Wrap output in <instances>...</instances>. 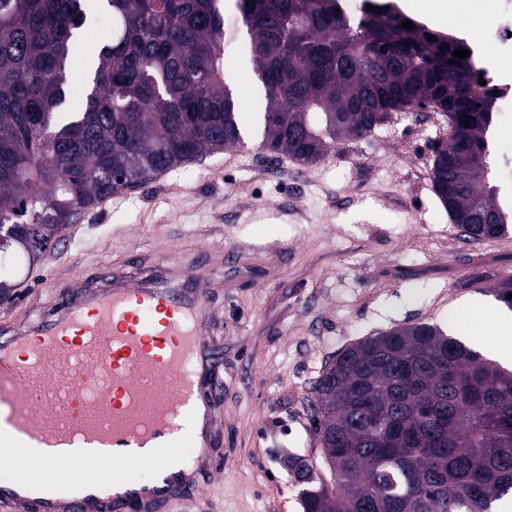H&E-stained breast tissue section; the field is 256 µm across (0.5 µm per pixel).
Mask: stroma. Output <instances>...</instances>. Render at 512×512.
Instances as JSON below:
<instances>
[{"label": "stroma", "instance_id": "35a3bbf8", "mask_svg": "<svg viewBox=\"0 0 512 512\" xmlns=\"http://www.w3.org/2000/svg\"><path fill=\"white\" fill-rule=\"evenodd\" d=\"M240 111H257L248 53L226 70ZM493 177L512 204V106L499 114ZM450 137L434 109L395 112L367 137L340 141L319 163L260 159V137L167 171L82 213L29 272L0 318L47 300L57 279L87 281L111 261L220 250L209 307L224 359L217 391L224 456L198 512H303L289 458L316 461L304 403L346 347L413 322L448 327L471 301L503 311L512 234L460 237L434 193L436 148Z\"/></svg>", "mask_w": 512, "mask_h": 512}]
</instances>
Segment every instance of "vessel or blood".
<instances>
[{
    "mask_svg": "<svg viewBox=\"0 0 512 512\" xmlns=\"http://www.w3.org/2000/svg\"><path fill=\"white\" fill-rule=\"evenodd\" d=\"M185 258L140 277L57 285L37 319L0 334V512H179L220 453L212 393L223 350ZM198 464L171 462L184 443ZM64 466L63 478L53 476ZM152 469L149 480L137 478Z\"/></svg>",
    "mask_w": 512,
    "mask_h": 512,
    "instance_id": "obj_1",
    "label": "vessel or blood"
}]
</instances>
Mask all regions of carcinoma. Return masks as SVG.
<instances>
[{
  "mask_svg": "<svg viewBox=\"0 0 512 512\" xmlns=\"http://www.w3.org/2000/svg\"><path fill=\"white\" fill-rule=\"evenodd\" d=\"M0 0V255L37 263L76 217L153 175L244 144L262 159L314 165L392 112L432 108L451 136L435 151L437 196L462 237L506 236L488 132L495 96L458 41L386 4L352 23L336 0ZM112 20L88 58L83 97L71 61L84 31ZM409 21L412 29L402 27ZM434 37L430 41L427 36ZM246 40L263 89L244 117L225 79ZM307 412L329 480L304 512H499L512 499V370L429 323L343 350L311 386Z\"/></svg>",
  "mask_w": 512,
  "mask_h": 512,
  "instance_id": "obj_1",
  "label": "carcinoma"
}]
</instances>
